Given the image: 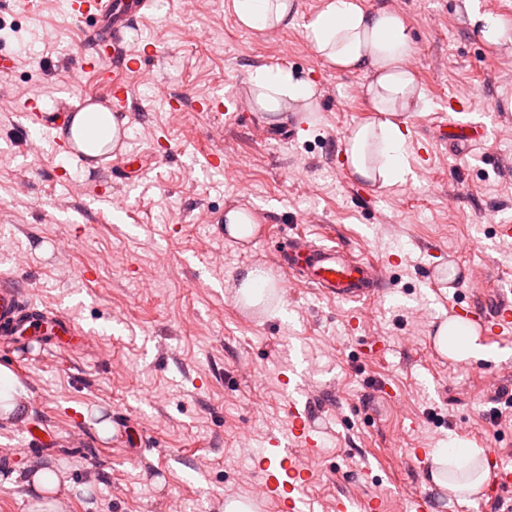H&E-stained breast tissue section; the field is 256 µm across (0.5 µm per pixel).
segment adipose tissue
I'll list each match as a JSON object with an SVG mask.
<instances>
[{
  "mask_svg": "<svg viewBox=\"0 0 512 512\" xmlns=\"http://www.w3.org/2000/svg\"><path fill=\"white\" fill-rule=\"evenodd\" d=\"M228 4L243 27L258 30L287 24L294 7L293 0H228ZM305 29L327 64L369 78L365 94L375 117L352 127L346 136L344 158L350 174L384 187L405 183L410 168L405 160L408 130L403 117L419 109L423 94L405 68L412 36L404 16L388 8L365 9L360 0H324ZM251 81L259 89V107L274 118L283 101H305L314 94L310 81L283 70H255ZM436 343L443 354L457 361L483 350L469 324L457 318L439 327ZM433 461L434 483L458 494L477 491L487 477L480 448L440 451Z\"/></svg>",
  "mask_w": 512,
  "mask_h": 512,
  "instance_id": "obj_1",
  "label": "adipose tissue"
}]
</instances>
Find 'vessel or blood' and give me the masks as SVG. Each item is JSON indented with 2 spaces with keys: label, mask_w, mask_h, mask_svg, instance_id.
Masks as SVG:
<instances>
[{
  "label": "vessel or blood",
  "mask_w": 512,
  "mask_h": 512,
  "mask_svg": "<svg viewBox=\"0 0 512 512\" xmlns=\"http://www.w3.org/2000/svg\"><path fill=\"white\" fill-rule=\"evenodd\" d=\"M144 0H69L73 17L95 20V46L91 53L81 55L80 68L108 75L110 69L133 72L136 65L128 49L127 33L138 14L143 11ZM99 104L108 111H127L132 104L127 80H113L107 95L86 94L77 103H63L57 112L45 115L36 101H29L31 120L48 129L70 127L75 116L85 107ZM274 263L285 281L300 280L319 288L323 294L338 301H373L381 293L383 275L379 266L364 262L338 246L318 245L302 234H293L285 247L274 254ZM452 314L472 323L485 334L507 336L512 334V288H497L492 312L481 311L472 303L455 299ZM0 334L5 336H53L57 348L74 350L87 339L86 332L62 312L37 310L28 303L16 286L0 282ZM291 419L289 433L307 450H314L317 442L308 413L289 404ZM490 478L484 491L486 498L506 503L512 512V466L503 463L499 453L489 457ZM262 488L260 499L276 504L278 512H303L299 497L301 487L311 473L302 467L287 443L272 439L259 463Z\"/></svg>",
  "instance_id": "vessel-or-blood-1"
}]
</instances>
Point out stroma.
Listing matches in <instances>:
<instances>
[{"instance_id":"obj_1","label":"stroma","mask_w":512,"mask_h":512,"mask_svg":"<svg viewBox=\"0 0 512 512\" xmlns=\"http://www.w3.org/2000/svg\"><path fill=\"white\" fill-rule=\"evenodd\" d=\"M225 2L150 0L129 32L147 61L128 77L134 107L115 121L146 171L102 170L107 203L89 191L86 166L49 147L33 154L17 124L26 98L50 112L105 92L94 72L69 83L88 23L66 0H0V50L16 57L0 82V277L90 333L74 351L22 352L24 410L0 412V448H16L0 512H224L226 500L256 492L269 437L289 432L292 399L318 441L300 457L312 512H333L344 496L407 512L425 493L432 512H499L437 493L432 461L413 463L409 451L471 446L512 465V338L467 361L428 349L431 326L449 317V259L475 280H512V238L496 234L512 225V139L497 135L512 127V71L498 65L512 44L486 43L463 0H363L405 16L424 95L406 115L413 176L383 189L344 166L349 129L372 117L368 78L336 71L307 43L304 25L322 0H294V20L272 32L241 27ZM258 68L310 80L315 94L268 122L250 81ZM216 94L222 117L197 111ZM466 97L485 104L486 139L465 155L425 149L438 114L472 121L448 108ZM207 154L223 167H203ZM232 208L259 214L249 242L225 234ZM294 232L383 266L380 300L341 302L304 285L291 303L271 293L245 306L239 269L261 265L280 279L273 250ZM297 358L304 380L291 392L281 376ZM103 421L127 426L128 440L101 435ZM28 426L45 431V451L21 448ZM38 469L57 475L56 495L32 493Z\"/></svg>"}]
</instances>
